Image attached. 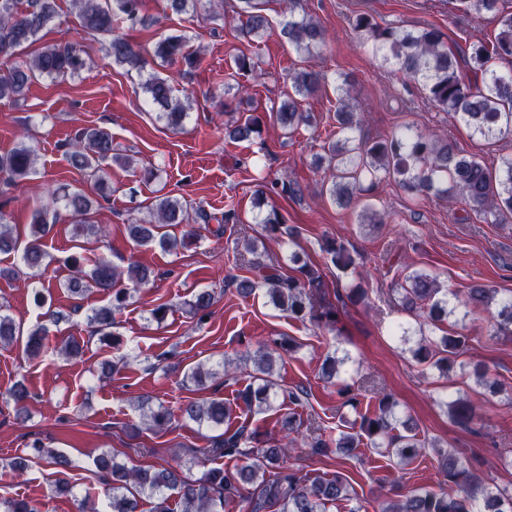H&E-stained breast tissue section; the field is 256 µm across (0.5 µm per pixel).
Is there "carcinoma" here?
Segmentation results:
<instances>
[{
    "mask_svg": "<svg viewBox=\"0 0 512 512\" xmlns=\"http://www.w3.org/2000/svg\"><path fill=\"white\" fill-rule=\"evenodd\" d=\"M72 8L89 35L108 36L104 45L112 62L142 70L150 64L144 48L122 36H114L117 25L135 26L142 22L141 0H71ZM465 13L492 15L497 32L491 44L474 43L469 47L468 63L471 70L481 75V84L467 85L460 76L454 55L448 52L444 36L435 27L403 30L381 26L367 14L355 17L352 29L358 44L372 56L381 59L405 79L418 83L432 104L443 112H451L473 134L487 140L512 133V70L501 71L496 61L512 58V13L498 9L499 0H458ZM0 0V61L10 63L7 72L0 74V99H14L24 93L30 81L38 76L64 78L79 72L86 65L85 51L74 44L53 45L36 52L29 59L16 62L17 49L35 41L38 33L55 16V0ZM267 0H237L232 11L224 9V0L210 3L213 11L223 10L227 22L240 23L239 31L245 37H258L271 28L264 14ZM301 0H288L290 17L282 26L281 34L299 54L310 57L326 46V32L320 21L307 14L298 15ZM152 57L160 60L178 58L194 65L199 56L187 50L184 37L169 35L155 43ZM329 84L327 73L313 67L304 68L291 77V92L280 103L273 118L288 134L311 121V113L302 108V102L315 96ZM352 84L344 79L336 85V128L341 137L326 142L323 154L315 158V165H327L330 181L321 195L342 209L360 208L362 224H383L385 219L370 204L361 203V196L374 192L380 184L392 182L408 197L433 195L458 202L484 222L501 224L512 217V155H503L497 164L488 165L474 156L465 154L446 139L426 133L407 124L391 135L364 139L357 135L360 120L357 103L351 96ZM152 104L159 109V118L172 128L182 127L189 112L174 97V87L167 77L153 75L143 86ZM227 136L236 142H250L261 133V119L257 115L240 116L225 127ZM68 157L73 168L87 179L101 184L104 181L102 164L108 160L131 167L129 158L114 153L112 135L99 127L79 129L69 144ZM36 150L24 143L7 155H0V177L11 182L25 179L35 173ZM60 204L77 217L74 234L102 237V229L89 220L95 201L79 190L47 191L45 203L34 209L30 216L29 233L21 240L0 213V253L15 254L28 270V278L39 279L49 266V255L44 239L51 230L48 219L50 208ZM209 223L210 216L201 208L178 198L168 196L156 200L152 218L147 221L128 219L129 236L139 245L156 244L167 252L184 247L186 240L175 237H156L158 224H188L191 218ZM259 223L265 225L268 236L276 240L281 232V221L276 210H270ZM324 251L336 269L356 272L359 265L350 250L341 242H326ZM297 274L288 275L278 267L261 261L249 263L254 278H243L237 284L240 294L248 296L262 284L273 305L292 315H310L313 320L333 332L336 329L338 307L328 299L327 284L314 264L298 254L290 256ZM71 275L60 283L74 298L82 299L92 292L112 294L110 304L91 310L87 316L105 340L114 336L116 315L125 308L131 293L149 281L146 268L129 264L125 274L132 287L117 289L115 285L124 274L104 258L93 260V267L85 270V258L71 259ZM401 296V310L412 314L418 308L426 310L419 323V338L410 349L412 358L420 365L450 376L455 368L468 366L477 386L494 392L498 383L480 363L463 360L468 353L467 337L444 335L436 339L427 335L425 327L436 326L458 314L466 318L470 309H486L496 323V332L512 335V295L497 297V291L483 285H474L464 297L441 287L436 277L419 270L401 272L396 283ZM336 300L353 304L367 303L366 289L357 285L336 292ZM214 303V294L202 290L188 302L192 313L204 321ZM0 305V345H10L19 335L13 318L3 312ZM47 327L37 323L28 331L23 352L29 357L41 355L47 347ZM59 353L78 359L84 354V345L75 338L66 339ZM273 354L260 349L253 356L252 382L236 390V398L246 408L263 412L271 408ZM341 407H349L357 414L351 431L335 435L323 432L311 448L322 452L328 448L349 454L360 446L383 448L399 462L407 463L420 456L427 447L418 438L410 419H399L397 402L389 395L378 400L374 410H359L361 400L344 385L338 390ZM16 416L23 418L28 412L31 394L22 384L9 391ZM453 420L465 428L478 424L479 412L471 401L458 398L447 404ZM233 409L221 397L205 402L193 399L182 401L177 410L160 404L145 415L151 429L162 430L179 416L211 429H223L214 436L210 447L201 448L190 463L181 460L159 465H127L117 455L105 450L94 459L97 472L107 482L110 512H139L140 502L149 499L152 512H170L169 500L177 497L179 512H224L231 503L241 505L244 512H328V507L350 499V484L340 472L326 478L310 476L286 466L288 447L297 444L301 421L292 415L281 421L283 442L258 446L256 433L245 424L232 426ZM243 458L249 463L236 471L211 468L200 476L192 475V466L199 458ZM46 462L60 475L54 486L57 495L73 494V486L65 478L70 468L67 456L39 442L32 444L29 453L17 455L9 467L24 475L33 460ZM444 480L440 490H411L403 493L393 490L394 496L380 507V512H512V492L493 490L471 466L454 457L443 458L441 468ZM0 512H38L31 501L18 498H0Z\"/></svg>",
    "mask_w": 512,
    "mask_h": 512,
    "instance_id": "carcinoma-1",
    "label": "carcinoma"
}]
</instances>
